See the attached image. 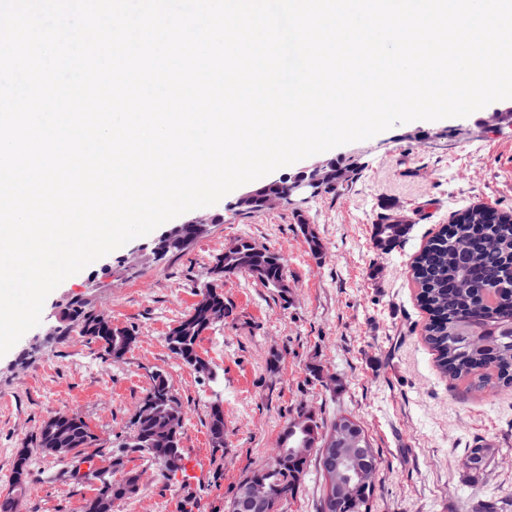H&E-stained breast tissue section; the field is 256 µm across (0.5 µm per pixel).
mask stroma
I'll list each match as a JSON object with an SVG mask.
<instances>
[{
    "label": "stroma",
    "instance_id": "obj_1",
    "mask_svg": "<svg viewBox=\"0 0 512 512\" xmlns=\"http://www.w3.org/2000/svg\"><path fill=\"white\" fill-rule=\"evenodd\" d=\"M479 120L413 121L335 147L323 159L358 166L346 187L259 214L239 212L232 192L185 251L160 257L139 237L65 279L46 298L40 324L0 357V492L24 450L31 474L18 512H83L96 480L72 478L36 445L64 403L94 433L97 467H111L116 480L140 474V512H226L241 478L273 456L303 408L324 423L351 414L373 437L381 466L372 512L501 508L512 497V389L473 395L440 373L411 275L417 251L456 211L477 203L512 210V118L494 127ZM389 209L410 229L384 253L372 230ZM311 234L321 252H311ZM237 239L277 252L287 286L267 288L244 273L225 278L224 319L197 342L211 368L204 375L165 338ZM79 305L134 331L119 362L79 335L70 319ZM157 372L169 376L185 412L182 470L169 478L140 453L118 451ZM216 401L227 429L219 449L209 436ZM480 443L493 456L465 466Z\"/></svg>",
    "mask_w": 512,
    "mask_h": 512
}]
</instances>
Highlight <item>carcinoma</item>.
Returning a JSON list of instances; mask_svg holds the SVG:
<instances>
[{"label":"carcinoma","mask_w":512,"mask_h":512,"mask_svg":"<svg viewBox=\"0 0 512 512\" xmlns=\"http://www.w3.org/2000/svg\"><path fill=\"white\" fill-rule=\"evenodd\" d=\"M409 225L399 224L389 215L373 228V243L381 251H391L406 239ZM234 256H223V267L201 291V299L166 337L171 351L186 364L197 367L208 362L196 351L200 336L214 322L212 312L224 309V292L219 284L224 277L245 272L267 288H279L285 280L279 255L247 240H239ZM413 278L419 288L418 299L428 314L425 341L436 353L441 373L466 389L481 391L489 385L512 389V218H491L478 209L471 210L465 223L452 220L432 235L412 262ZM75 320L81 332L102 344L104 352L118 362L135 342L136 336L125 328L104 330L91 321V313L76 308ZM185 414L173 393L170 379L163 373L152 376L150 389L140 405L132 426L139 436L135 449L169 473L168 454L180 452V433ZM356 430L360 438L343 446L336 438L343 426ZM211 443L224 442V408L214 403L209 413ZM71 456L58 459L73 468L89 459L87 449L94 436L83 419L72 428ZM288 455L281 452L251 470L238 484L231 503L244 512L243 492L252 482L261 484L269 496L273 512H282L299 488L310 456L318 462L323 481L320 512H371L375 477L379 465L368 431L356 419L338 415L328 425L318 422L306 410L288 422L282 436ZM336 452V470L327 468L325 453ZM493 449L480 445L468 449L469 466L482 465ZM28 455L19 453L12 466V492L0 494V512H16L13 492L24 488L28 479ZM98 482L95 495L86 501L84 512H97L96 500L103 496V484L112 487V502L135 495L137 476L112 480L110 470L94 475Z\"/></svg>","instance_id":"cac0c4a2"}]
</instances>
